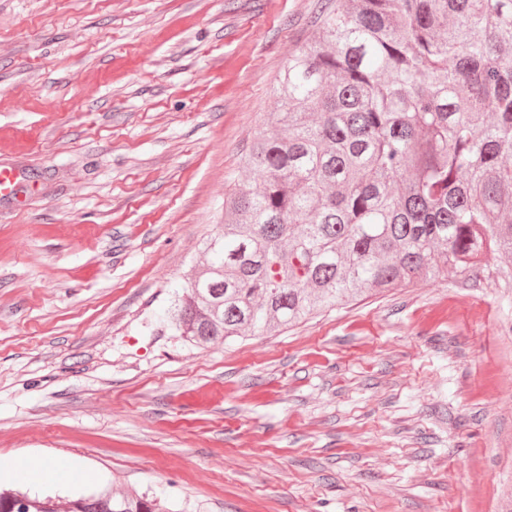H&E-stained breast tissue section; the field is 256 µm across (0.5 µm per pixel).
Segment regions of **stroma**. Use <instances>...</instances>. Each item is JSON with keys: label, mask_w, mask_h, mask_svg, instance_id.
<instances>
[{"label": "stroma", "mask_w": 512, "mask_h": 512, "mask_svg": "<svg viewBox=\"0 0 512 512\" xmlns=\"http://www.w3.org/2000/svg\"><path fill=\"white\" fill-rule=\"evenodd\" d=\"M320 2L0 0L6 489L512 512V288L483 271L228 344L169 324Z\"/></svg>", "instance_id": "obj_1"}]
</instances>
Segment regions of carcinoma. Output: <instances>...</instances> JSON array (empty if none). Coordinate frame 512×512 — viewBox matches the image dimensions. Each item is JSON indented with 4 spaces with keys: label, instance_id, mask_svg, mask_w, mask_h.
<instances>
[{
    "label": "carcinoma",
    "instance_id": "1",
    "mask_svg": "<svg viewBox=\"0 0 512 512\" xmlns=\"http://www.w3.org/2000/svg\"><path fill=\"white\" fill-rule=\"evenodd\" d=\"M276 94L254 181L171 310L179 335L256 336L488 254L512 288V0H336ZM0 512L163 510L0 492Z\"/></svg>",
    "mask_w": 512,
    "mask_h": 512
}]
</instances>
